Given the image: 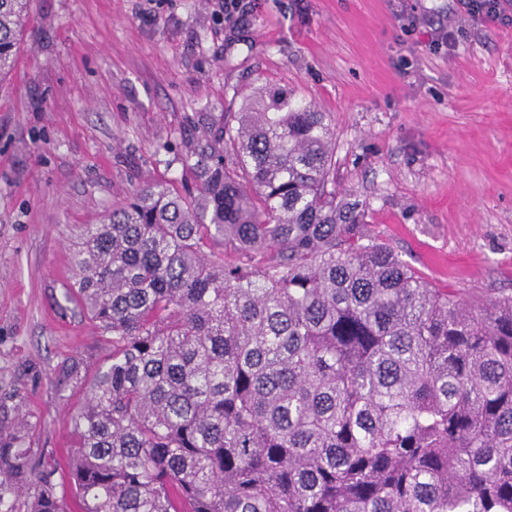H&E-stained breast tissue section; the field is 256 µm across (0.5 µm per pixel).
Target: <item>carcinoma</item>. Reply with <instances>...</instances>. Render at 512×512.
<instances>
[{"label":"carcinoma","instance_id":"carcinoma-1","mask_svg":"<svg viewBox=\"0 0 512 512\" xmlns=\"http://www.w3.org/2000/svg\"><path fill=\"white\" fill-rule=\"evenodd\" d=\"M31 0H0V76ZM188 180L84 227L65 290L108 350L66 480L0 432V512H512V295L434 288L336 190L332 119L257 88Z\"/></svg>","mask_w":512,"mask_h":512}]
</instances>
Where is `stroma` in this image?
<instances>
[{
	"label": "stroma",
	"instance_id": "stroma-1",
	"mask_svg": "<svg viewBox=\"0 0 512 512\" xmlns=\"http://www.w3.org/2000/svg\"><path fill=\"white\" fill-rule=\"evenodd\" d=\"M31 0L0 81V430L66 469L82 396L107 356L64 291L83 225L181 175L197 113L254 88L330 113L336 184L365 230L437 288L512 294V0ZM446 28L448 45H433Z\"/></svg>",
	"mask_w": 512,
	"mask_h": 512
}]
</instances>
